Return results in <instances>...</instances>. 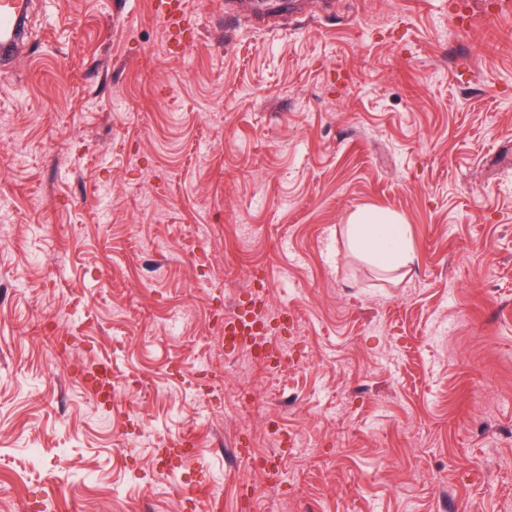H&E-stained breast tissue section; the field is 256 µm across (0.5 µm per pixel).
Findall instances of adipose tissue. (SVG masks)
<instances>
[{
	"label": "adipose tissue",
	"instance_id": "obj_1",
	"mask_svg": "<svg viewBox=\"0 0 512 512\" xmlns=\"http://www.w3.org/2000/svg\"><path fill=\"white\" fill-rule=\"evenodd\" d=\"M353 240L366 246L374 257L396 267L407 266L412 260L407 229L387 213L356 215L350 226Z\"/></svg>",
	"mask_w": 512,
	"mask_h": 512
}]
</instances>
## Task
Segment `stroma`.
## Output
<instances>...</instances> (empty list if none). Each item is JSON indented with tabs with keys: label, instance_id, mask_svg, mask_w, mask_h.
<instances>
[{
	"label": "stroma",
	"instance_id": "1",
	"mask_svg": "<svg viewBox=\"0 0 512 512\" xmlns=\"http://www.w3.org/2000/svg\"><path fill=\"white\" fill-rule=\"evenodd\" d=\"M154 2L37 0L0 75V512H512V12L183 0L178 49ZM258 270L278 380L215 322ZM350 234L357 244L365 245L386 264L400 268L412 261L406 226L393 215L358 214L352 219Z\"/></svg>",
	"mask_w": 512,
	"mask_h": 512
}]
</instances>
